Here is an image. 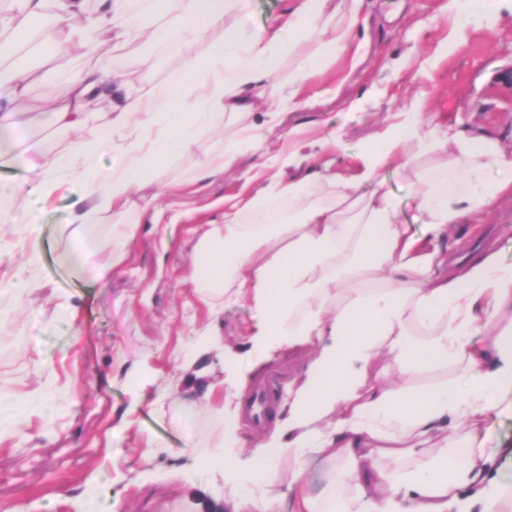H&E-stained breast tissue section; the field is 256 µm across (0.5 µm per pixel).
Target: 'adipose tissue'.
I'll return each mask as SVG.
<instances>
[{
	"label": "adipose tissue",
	"instance_id": "obj_1",
	"mask_svg": "<svg viewBox=\"0 0 512 512\" xmlns=\"http://www.w3.org/2000/svg\"><path fill=\"white\" fill-rule=\"evenodd\" d=\"M330 0H295L270 26L240 22L243 0H179L173 17L188 45L179 75L165 94L134 86L116 94L103 136L82 138L85 103L104 82L100 61L142 37L141 29L114 27L127 0H8L0 7V57L13 45L34 44L48 59H91L95 68L72 73L65 101L49 118L78 136L65 156L25 144L14 103L32 82L30 71L0 66V161L21 166L23 184L0 183V203L40 202L76 180L82 193L73 213L75 251H101L95 226L124 225L133 239L159 197L177 189L164 169L192 150L202 131L223 116L251 112L256 99L275 101L262 122L241 127L222 154L201 157L191 185L222 176L244 149L262 145L279 126L282 110L306 105L301 91L328 64L351 51L362 25L363 0H346L342 14ZM314 42L316 55L288 84L271 80L276 60L298 42ZM205 51H196V44ZM119 157L104 168L102 149ZM433 156L421 165L424 156ZM412 175L423 233L396 218L380 178L383 167ZM494 167L495 180L474 188V172ZM326 180L333 199L311 197L310 182ZM288 203L277 224H248L265 199L228 207L197 247L191 273L202 301L234 292L259 317L250 342L263 352L303 353L298 380L275 406L273 422L248 468H241L236 422L245 387L236 379L207 384V394L229 389L227 436L214 460L224 465L232 512H280L273 488L287 478L291 512H512V491L499 482L502 449L485 425L512 390V262L486 250L458 267L445 247L463 224L512 197V142L475 136L424 118L421 106L387 115L382 131L345 177L308 169L277 183L271 193ZM18 221L28 243L16 280L0 289V311L35 286L30 270L41 260L40 227L33 209ZM482 334L480 350L468 339ZM460 364L462 378L406 391L412 372ZM438 453H429L430 444ZM293 458L281 474L282 457ZM319 461L324 487L307 483L304 460ZM344 472H337V463Z\"/></svg>",
	"mask_w": 512,
	"mask_h": 512
}]
</instances>
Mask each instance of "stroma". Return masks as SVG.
<instances>
[{"label": "stroma", "instance_id": "35a3bbf8", "mask_svg": "<svg viewBox=\"0 0 512 512\" xmlns=\"http://www.w3.org/2000/svg\"><path fill=\"white\" fill-rule=\"evenodd\" d=\"M448 0H365L358 57L342 56L303 90L306 108L283 111L282 128H296L318 161L354 175L356 157L390 112L416 101L435 123L461 122L477 134L512 138V0H486L487 29L461 28ZM173 0H147L140 25L150 36L129 44L123 75H147L170 85L181 52L163 54L172 38ZM73 61L40 60L28 96L17 102L30 119L27 135L46 153L70 150L74 136L46 123L49 103L63 101L60 74ZM362 99L363 108L349 105ZM268 102L225 119L202 135L192 153L177 156L167 176H193L198 154L220 152L238 127L262 121ZM288 142L273 134L263 150L247 153L198 193L159 200L156 221L139 228L121 264L98 277L111 252L89 258L83 272L60 261L71 249L70 219L81 185L71 182L40 204L42 257L36 287L0 320V393L24 402L41 394L56 404L53 423L29 412L21 428L0 439V512H80L94 494L98 512H203L224 500V473L206 461L224 438L223 395L205 397L224 377V347L251 388L284 394L301 361L255 351L244 342L257 313L245 300L202 302L190 275L197 243L216 202L246 206L269 182L295 176L284 166ZM69 302L64 317L59 302ZM140 377L139 398L128 381Z\"/></svg>", "mask_w": 512, "mask_h": 512}]
</instances>
